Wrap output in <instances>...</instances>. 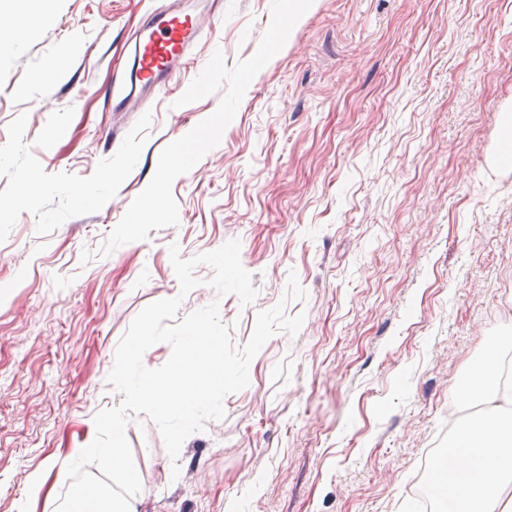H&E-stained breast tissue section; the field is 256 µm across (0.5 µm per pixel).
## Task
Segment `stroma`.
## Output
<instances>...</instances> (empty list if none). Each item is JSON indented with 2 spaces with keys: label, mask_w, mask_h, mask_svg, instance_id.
Here are the masks:
<instances>
[{
  "label": "stroma",
  "mask_w": 512,
  "mask_h": 512,
  "mask_svg": "<svg viewBox=\"0 0 512 512\" xmlns=\"http://www.w3.org/2000/svg\"><path fill=\"white\" fill-rule=\"evenodd\" d=\"M150 2L0 0V512L112 486L105 462L65 463L122 402L108 375L132 321L176 296L180 320L218 303L238 347L278 303L306 318L178 459L129 420L148 512H409L462 376L512 337V177L484 168L512 100V0H312L290 26L289 0H224L172 98L116 112ZM32 173L45 189L25 202ZM231 239L254 301L218 295L205 264L181 295L171 245ZM293 275L305 300L284 299Z\"/></svg>",
  "instance_id": "obj_1"
}]
</instances>
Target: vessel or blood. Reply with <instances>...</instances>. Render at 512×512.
Masks as SVG:
<instances>
[{"mask_svg":"<svg viewBox=\"0 0 512 512\" xmlns=\"http://www.w3.org/2000/svg\"><path fill=\"white\" fill-rule=\"evenodd\" d=\"M223 25L222 0H154L135 35L130 80L119 89L114 111H150L155 100L171 93L173 76L187 67L196 46Z\"/></svg>","mask_w":512,"mask_h":512,"instance_id":"obj_1","label":"vessel or blood"}]
</instances>
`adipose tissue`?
I'll list each match as a JSON object with an SVG mask.
<instances>
[{
    "label": "adipose tissue",
    "instance_id": "adipose-tissue-1",
    "mask_svg": "<svg viewBox=\"0 0 512 512\" xmlns=\"http://www.w3.org/2000/svg\"><path fill=\"white\" fill-rule=\"evenodd\" d=\"M473 386H460L458 404L480 403L484 411L476 417L459 419L449 450L451 466L444 484L436 485L434 496L442 512H512V384H505L500 367V349L486 350L474 368ZM128 421L122 411H114L106 422L112 428V441L101 448L90 444L73 449L72 462L84 464L93 459L108 462L118 487L106 493L75 487L73 502L79 512H144V497L136 477L125 461L121 433Z\"/></svg>",
    "mask_w": 512,
    "mask_h": 512
}]
</instances>
